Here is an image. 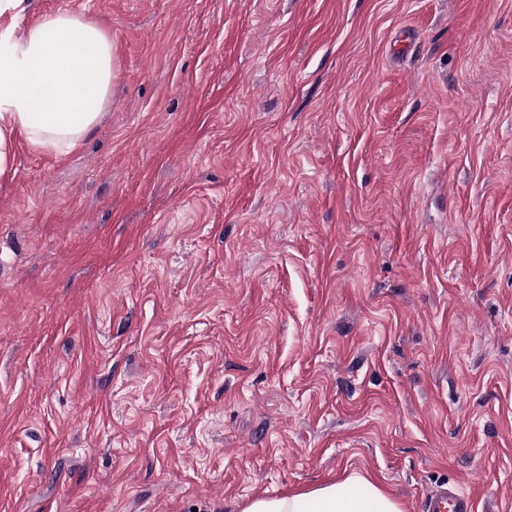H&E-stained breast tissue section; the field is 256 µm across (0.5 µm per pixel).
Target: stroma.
<instances>
[{"mask_svg": "<svg viewBox=\"0 0 512 512\" xmlns=\"http://www.w3.org/2000/svg\"><path fill=\"white\" fill-rule=\"evenodd\" d=\"M59 10L116 75L0 177V512H512V0ZM242 512H403L379 483L358 472L277 497L252 499ZM421 512H475L472 495L457 485H442L424 494Z\"/></svg>", "mask_w": 512, "mask_h": 512, "instance_id": "obj_1", "label": "stroma"}]
</instances>
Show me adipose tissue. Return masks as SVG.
I'll return each instance as SVG.
<instances>
[{
  "mask_svg": "<svg viewBox=\"0 0 512 512\" xmlns=\"http://www.w3.org/2000/svg\"><path fill=\"white\" fill-rule=\"evenodd\" d=\"M24 0H0V176L18 142L64 154L97 124L114 75L112 41L85 15H42L23 32L13 18ZM242 512H403L379 483L354 472L277 497L252 499Z\"/></svg>",
  "mask_w": 512,
  "mask_h": 512,
  "instance_id": "obj_1",
  "label": "adipose tissue"
}]
</instances>
